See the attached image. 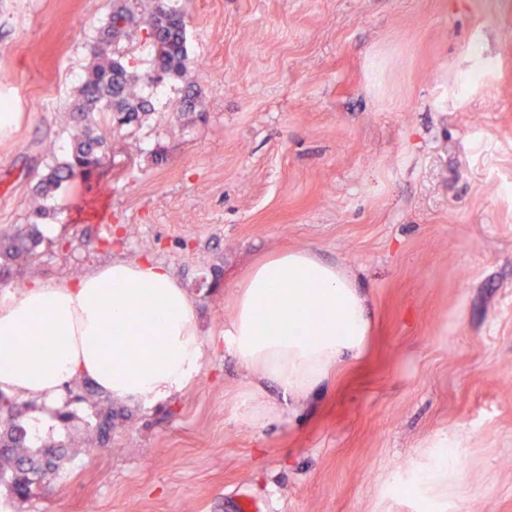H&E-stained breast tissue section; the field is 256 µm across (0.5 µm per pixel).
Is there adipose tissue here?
I'll list each match as a JSON object with an SVG mask.
<instances>
[{
	"mask_svg": "<svg viewBox=\"0 0 512 512\" xmlns=\"http://www.w3.org/2000/svg\"><path fill=\"white\" fill-rule=\"evenodd\" d=\"M271 315L279 329L269 328ZM372 322L363 289L312 250L280 251L253 265L224 324V353L245 373L240 421L293 411L366 354ZM202 357L194 298L169 267L147 257L0 297V392L43 403L44 427L73 377L113 399L150 404L186 387Z\"/></svg>",
	"mask_w": 512,
	"mask_h": 512,
	"instance_id": "1",
	"label": "adipose tissue"
}]
</instances>
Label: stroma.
I'll use <instances>...</instances> for the list:
<instances>
[{"label": "stroma", "instance_id": "stroma-1", "mask_svg": "<svg viewBox=\"0 0 512 512\" xmlns=\"http://www.w3.org/2000/svg\"><path fill=\"white\" fill-rule=\"evenodd\" d=\"M190 70L118 126L99 177L45 199L12 291L121 257L170 267L194 297L198 375L153 405L112 404L110 450L73 379L69 450L0 512H512V0H181ZM112 0H0V229L26 224ZM487 83L459 96L460 76ZM192 110L174 111L186 86ZM111 186L100 195L98 181ZM105 206L107 223L89 211ZM54 234H47L48 226ZM309 247L368 293V354L296 412L236 418L224 322L247 269ZM462 466L422 486L440 439ZM90 439L94 447H105L108 444V435L112 430V411L99 412L93 423H87Z\"/></svg>", "mask_w": 512, "mask_h": 512}]
</instances>
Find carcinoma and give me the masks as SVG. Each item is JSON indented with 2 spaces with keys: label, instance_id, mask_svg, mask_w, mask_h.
<instances>
[{
  "label": "carcinoma",
  "instance_id": "carcinoma-1",
  "mask_svg": "<svg viewBox=\"0 0 512 512\" xmlns=\"http://www.w3.org/2000/svg\"><path fill=\"white\" fill-rule=\"evenodd\" d=\"M144 30L143 63L152 66L155 75L146 78L129 71L121 39L130 32ZM190 57L186 46V16L183 8L171 0H112L107 22L98 31L90 49V61L79 88L80 104L71 118L82 124L80 134L65 160L46 168L38 182V195L45 197L76 172L90 174L111 160L106 134L95 127L92 117L105 112L120 125L139 119L155 110L152 98L158 83L167 78L184 80ZM37 246L35 223L0 234V257L9 262H25ZM30 406L0 393V485L9 488L19 500L29 499L42 489L47 472L59 467L66 451L52 439L34 434L25 422ZM95 447H105L112 430V412H99L88 424Z\"/></svg>",
  "mask_w": 512,
  "mask_h": 512
}]
</instances>
